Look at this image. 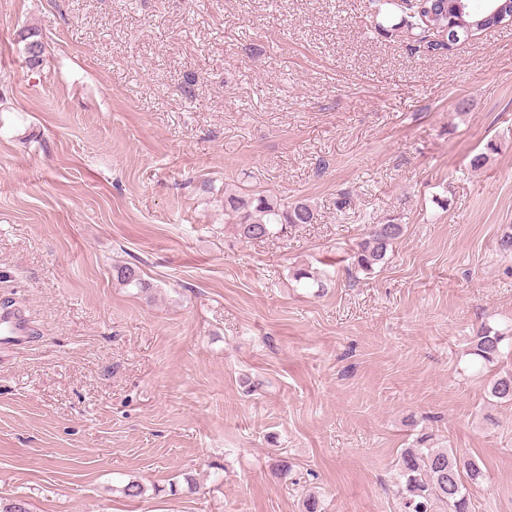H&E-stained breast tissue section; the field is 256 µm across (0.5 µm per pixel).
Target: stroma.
I'll use <instances>...</instances> for the list:
<instances>
[{
  "mask_svg": "<svg viewBox=\"0 0 512 512\" xmlns=\"http://www.w3.org/2000/svg\"><path fill=\"white\" fill-rule=\"evenodd\" d=\"M401 16L0 0V302L32 329L0 347L1 498L402 512L396 463L426 432L485 471L472 512H512V403L488 387L512 354L468 355L481 326L512 327V25L432 54L379 32ZM228 191L317 220L242 240ZM393 218L387 261L356 271L368 225Z\"/></svg>",
  "mask_w": 512,
  "mask_h": 512,
  "instance_id": "35a3bbf8",
  "label": "stroma"
}]
</instances>
